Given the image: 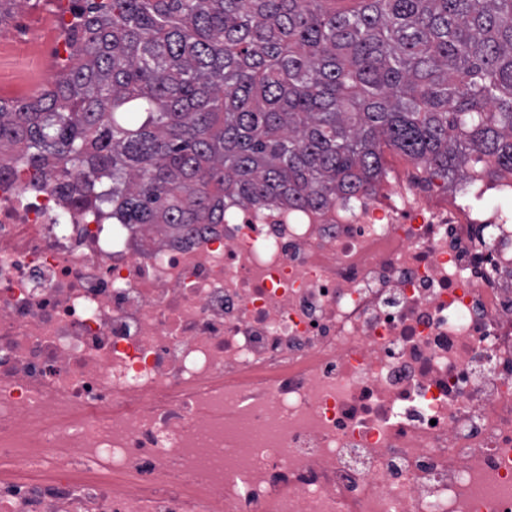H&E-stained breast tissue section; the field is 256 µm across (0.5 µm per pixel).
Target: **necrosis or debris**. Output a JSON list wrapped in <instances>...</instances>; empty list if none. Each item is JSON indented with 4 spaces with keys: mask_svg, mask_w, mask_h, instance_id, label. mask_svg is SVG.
<instances>
[{
    "mask_svg": "<svg viewBox=\"0 0 512 512\" xmlns=\"http://www.w3.org/2000/svg\"><path fill=\"white\" fill-rule=\"evenodd\" d=\"M66 15L0 35L14 93ZM394 177L99 224L0 179V512H512V219Z\"/></svg>",
    "mask_w": 512,
    "mask_h": 512,
    "instance_id": "necrosis-or-debris-1",
    "label": "necrosis or debris"
}]
</instances>
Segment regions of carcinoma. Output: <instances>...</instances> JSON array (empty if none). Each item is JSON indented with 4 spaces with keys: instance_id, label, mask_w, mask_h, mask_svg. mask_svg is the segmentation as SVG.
Returning a JSON list of instances; mask_svg holds the SVG:
<instances>
[{
    "instance_id": "1",
    "label": "carcinoma",
    "mask_w": 512,
    "mask_h": 512,
    "mask_svg": "<svg viewBox=\"0 0 512 512\" xmlns=\"http://www.w3.org/2000/svg\"><path fill=\"white\" fill-rule=\"evenodd\" d=\"M74 0L51 86L0 97V176L114 224L320 211L389 148L452 187L512 171V0Z\"/></svg>"
}]
</instances>
